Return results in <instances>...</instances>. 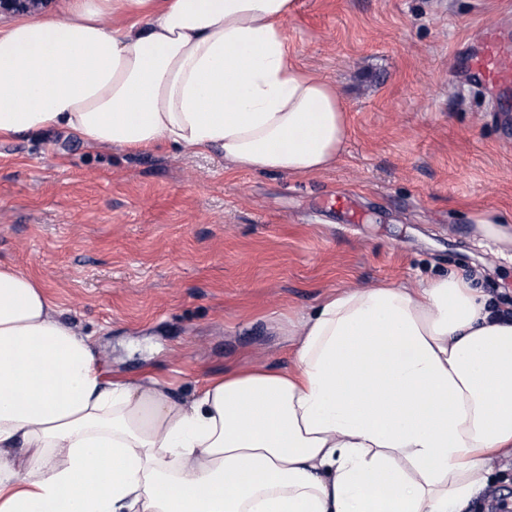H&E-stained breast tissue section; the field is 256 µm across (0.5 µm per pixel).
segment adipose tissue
<instances>
[{"label":"adipose tissue","instance_id":"1","mask_svg":"<svg viewBox=\"0 0 512 512\" xmlns=\"http://www.w3.org/2000/svg\"><path fill=\"white\" fill-rule=\"evenodd\" d=\"M292 0H67L0 25V139L216 150L313 175L336 88L293 64ZM118 18L104 27L103 17ZM290 369L173 399L105 378L91 337L0 265V512H460L512 454V322L437 277L324 297Z\"/></svg>","mask_w":512,"mask_h":512}]
</instances>
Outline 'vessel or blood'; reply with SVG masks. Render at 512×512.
Instances as JSON below:
<instances>
[{
    "label": "vessel or blood",
    "mask_w": 512,
    "mask_h": 512,
    "mask_svg": "<svg viewBox=\"0 0 512 512\" xmlns=\"http://www.w3.org/2000/svg\"><path fill=\"white\" fill-rule=\"evenodd\" d=\"M456 82L480 89L494 108L512 102V30L481 25L452 72Z\"/></svg>",
    "instance_id": "1"
}]
</instances>
